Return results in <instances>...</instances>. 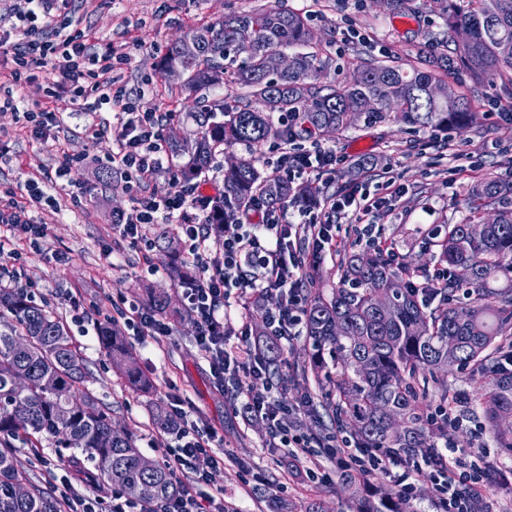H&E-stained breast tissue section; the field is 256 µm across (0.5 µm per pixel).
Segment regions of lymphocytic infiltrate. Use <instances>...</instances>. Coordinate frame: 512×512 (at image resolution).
Segmentation results:
<instances>
[{
    "label": "lymphocytic infiltrate",
    "instance_id": "1",
    "mask_svg": "<svg viewBox=\"0 0 512 512\" xmlns=\"http://www.w3.org/2000/svg\"><path fill=\"white\" fill-rule=\"evenodd\" d=\"M0 59L11 63L5 81L0 82V112H13L32 136L40 138L58 131L66 108L86 115L88 136H112L113 148L106 164L125 177L136 192L134 220L120 217L113 223L122 240L147 252L152 245L149 232L155 224L168 225L184 240L197 270L182 288L195 342L209 364L216 388L227 383L245 384L244 420L261 421L288 457L300 460L309 449H323L335 461L337 475L380 471L394 480L406 501L412 500L419 476L428 471L441 512H483L487 495L484 480L471 471L465 458L457 456L455 448L436 446L441 462L435 465L425 456L403 458L388 448L352 450L337 435L321 439L287 429L284 416L288 400L277 384L268 380L267 362L247 316L232 310L245 297L265 304L267 337L293 340L308 305L302 274L331 247L334 217L342 215L360 224L367 244H375L372 221L388 211L392 198L402 193V185L390 179L381 192L372 193L355 181L345 193L298 206L293 217L288 216L286 207L264 197L255 198L244 218L225 225L223 249L215 253L208 244L216 216L215 198L205 192L202 182L185 181L181 170L172 164L164 135V124L171 121V114L137 111L122 79V67L129 62L126 52L111 45L94 50L88 34L73 29L59 0H24L23 6L14 8L11 21H0ZM36 69L47 75V101L32 109L22 90ZM102 112L112 113L113 126L97 123L96 116ZM351 169V162L331 149L311 152L283 147L270 175L297 186L311 174L332 177ZM162 173L168 175L170 189L161 195L146 192V185ZM26 188L24 198L10 190L0 192V226L14 238L34 241L43 238L46 230L31 220L29 208L48 193L34 180L28 181ZM120 316L135 335L163 337L171 333L169 324L155 310L136 300H123ZM258 380L264 381L263 389H255ZM169 414L172 442L164 463L173 474L190 476L178 496L159 508L121 493L108 502L97 496H80L67 501V512H239L237 506L201 490L224 464L213 452L219 440L217 432L193 420L179 396H170Z\"/></svg>",
    "mask_w": 512,
    "mask_h": 512
}]
</instances>
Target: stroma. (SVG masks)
<instances>
[{"label": "stroma", "mask_w": 512, "mask_h": 512, "mask_svg": "<svg viewBox=\"0 0 512 512\" xmlns=\"http://www.w3.org/2000/svg\"><path fill=\"white\" fill-rule=\"evenodd\" d=\"M282 6L304 14L334 67L347 68L353 55L385 60L401 45L427 42L443 30L441 19L424 9L390 13L381 0H75L74 26L86 30L97 48H125L130 62L123 69L129 88L144 89L141 110L175 113V128L193 135L191 111L195 98L180 81L161 69L167 46L192 28L238 11ZM507 101L498 88L483 87L475 103V123L463 130L436 131L414 128L401 120L357 122L346 131L305 141V149H333L351 159L374 158L373 182L397 177L405 187L393 209L379 218V236L392 247L397 262L421 266L433 273L429 240L445 224L466 215L465 199L475 179L496 177L512 180V124L500 110ZM83 113L66 110L59 135L35 139L17 123L12 112H0V184L25 185L28 179L56 177L66 156L83 158L80 171L87 196L74 205L65 193H57L56 205L31 207L34 222L46 228L38 243L9 238L0 241L4 252L19 251L14 272L19 282L30 283L35 303L63 319L87 363V387L109 407L119 425L132 430L148 457L163 460L168 437L154 423L156 406L179 395L193 416L213 426L225 444L217 448L224 466L215 472L209 494L224 492L240 512H271L273 499L292 503L295 512H306L311 501H320L324 512H351V491L341 478L316 484L306 477H286L283 451L269 445L262 422L244 421L235 413L243 400L236 388L217 390L210 368L193 336L190 318L173 324L162 341H143L130 335L133 364L146 379L147 388L128 385L102 349L98 327L117 314L123 298L145 296L157 289L171 297V310H183L179 284L169 277L171 260L187 261L186 251L170 257L168 242L155 239L148 256L113 243V212L131 216L132 195L123 177L110 183L98 181L112 151L108 137L93 139L84 133ZM356 226L338 222L331 254L320 260L316 272L324 289L337 282V267L347 254L365 252ZM78 301L83 320L73 318L71 301ZM459 454L479 456L484 472L512 467V453L496 447L491 435L476 437L470 425L450 432ZM12 452L32 483L58 497L65 490L88 494V486L67 466L54 442L42 441L30 448L16 440Z\"/></svg>", "instance_id": "stroma-1"}]
</instances>
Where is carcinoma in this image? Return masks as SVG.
Returning <instances> with one entry per match:
<instances>
[{"label": "carcinoma", "instance_id": "cac0c4a2", "mask_svg": "<svg viewBox=\"0 0 512 512\" xmlns=\"http://www.w3.org/2000/svg\"><path fill=\"white\" fill-rule=\"evenodd\" d=\"M445 22L446 40L437 49H404L386 61L352 59L353 75L323 83L328 62L308 20L283 8L243 10L201 24L188 38L197 53L188 58L172 43L165 71L179 68L193 93L227 87L233 103L219 100L194 113L197 130L186 137L170 131L174 153L186 158L184 177L196 178L217 153L276 139L287 145L329 127L342 131L358 117L379 123L395 112L409 125L462 129L472 124L475 92L500 82L512 100V0H426ZM452 50H447L448 44ZM290 51L284 72L267 68L269 52ZM466 71L471 85L453 101L432 100L428 91L444 78ZM221 113L222 118L215 117ZM263 194L277 203L305 202L286 184L268 179L251 161L224 169V191L216 202L218 223H230L224 203L241 208ZM468 218L435 233L439 264L448 268V287L421 299L412 282L419 269L394 268L383 251L371 248L340 262L338 283L329 292L314 287L306 312L309 350L297 360L304 375L325 377L331 393L322 404L337 431L355 425L361 448H391L425 454L431 445L419 404L456 366L489 378V391L475 397L497 447L512 452V373L495 369L512 339V181L488 178L471 186ZM497 222L475 237L471 226L485 211ZM470 269L466 282L457 268ZM466 284L460 305L452 293ZM383 292L393 302L388 318L373 304ZM112 362L121 368L130 353L109 325L101 328ZM334 371H326L327 362ZM86 360L56 314L36 304L21 288L0 289V512H64L65 504L33 484L7 451L23 436L36 448L50 439L69 451L68 461L88 486L101 493L118 489L128 497L162 506L180 485L164 465L146 456L132 431L85 387ZM357 497V512H407L396 494L369 486L367 475L342 477ZM27 488L20 495L17 488Z\"/></svg>", "mask_w": 512, "mask_h": 512}]
</instances>
